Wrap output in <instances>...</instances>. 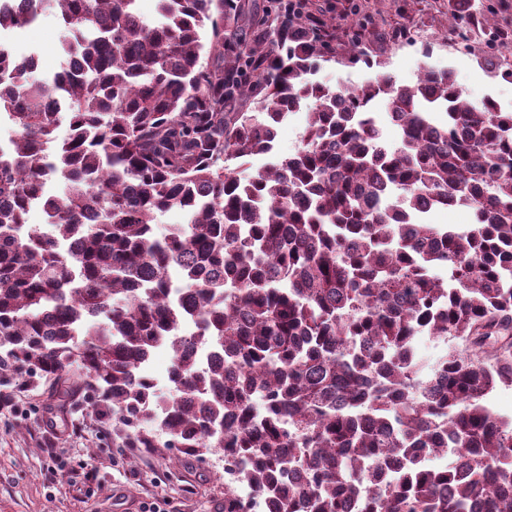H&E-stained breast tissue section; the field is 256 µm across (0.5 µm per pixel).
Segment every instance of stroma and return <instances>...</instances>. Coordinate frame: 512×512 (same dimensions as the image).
Listing matches in <instances>:
<instances>
[{"label":"stroma","instance_id":"35a3bbf8","mask_svg":"<svg viewBox=\"0 0 512 512\" xmlns=\"http://www.w3.org/2000/svg\"><path fill=\"white\" fill-rule=\"evenodd\" d=\"M323 19L332 46L358 38L360 49L385 62L397 83L411 85L422 67L452 70L464 96L512 108V80L492 77L476 54L448 38V0H300ZM60 13L43 10L30 28L10 36L16 55L35 54L41 74L63 60ZM72 375L54 389L21 393L0 409V512H214L224 501V460H173L165 448H123L109 423L83 402L64 397Z\"/></svg>","mask_w":512,"mask_h":512}]
</instances>
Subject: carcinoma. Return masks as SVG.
<instances>
[{
	"mask_svg": "<svg viewBox=\"0 0 512 512\" xmlns=\"http://www.w3.org/2000/svg\"><path fill=\"white\" fill-rule=\"evenodd\" d=\"M138 2L36 0L65 30L51 78L0 40V386L71 372L121 447L220 448L265 512H512V417L488 402L512 387V110L427 67L333 88L323 23L283 4ZM36 18L0 6V33ZM448 21L493 26L472 0ZM303 108L296 152L242 173ZM455 206L467 229L426 221ZM420 336L464 349L426 374ZM160 347L166 393L140 374Z\"/></svg>",
	"mask_w": 512,
	"mask_h": 512,
	"instance_id": "cac0c4a2",
	"label": "carcinoma"
}]
</instances>
